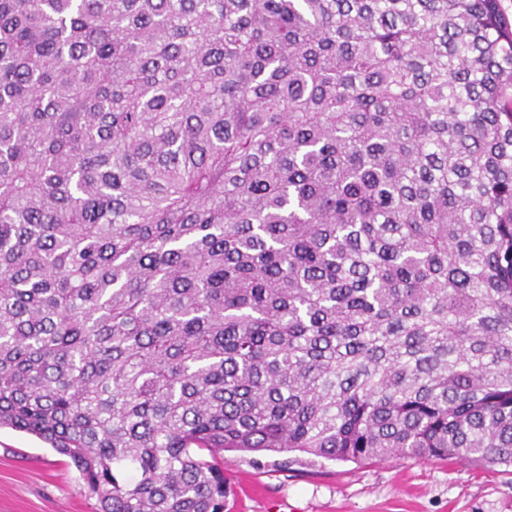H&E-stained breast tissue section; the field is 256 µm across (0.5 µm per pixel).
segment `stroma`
<instances>
[{"mask_svg": "<svg viewBox=\"0 0 512 512\" xmlns=\"http://www.w3.org/2000/svg\"><path fill=\"white\" fill-rule=\"evenodd\" d=\"M229 512H512V475L458 460L328 461L228 452ZM70 460L0 427V512H96Z\"/></svg>", "mask_w": 512, "mask_h": 512, "instance_id": "obj_1", "label": "stroma"}]
</instances>
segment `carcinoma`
<instances>
[{
  "label": "carcinoma",
  "mask_w": 512,
  "mask_h": 512,
  "mask_svg": "<svg viewBox=\"0 0 512 512\" xmlns=\"http://www.w3.org/2000/svg\"><path fill=\"white\" fill-rule=\"evenodd\" d=\"M0 426L98 512L223 452L512 472L500 0H0Z\"/></svg>",
  "instance_id": "obj_1"
}]
</instances>
